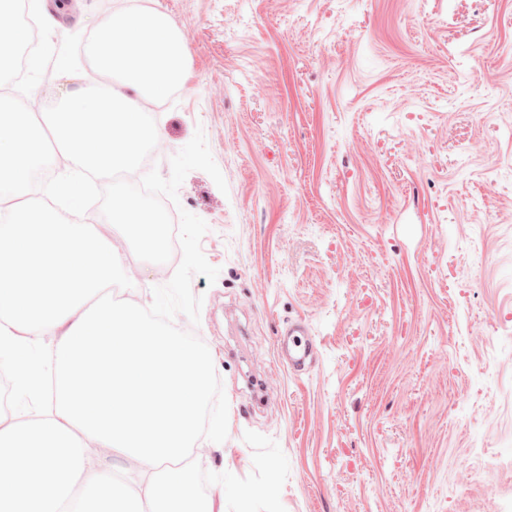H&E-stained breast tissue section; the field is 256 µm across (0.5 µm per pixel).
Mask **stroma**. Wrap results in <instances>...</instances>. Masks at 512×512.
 <instances>
[{
    "label": "stroma",
    "mask_w": 512,
    "mask_h": 512,
    "mask_svg": "<svg viewBox=\"0 0 512 512\" xmlns=\"http://www.w3.org/2000/svg\"><path fill=\"white\" fill-rule=\"evenodd\" d=\"M129 8L166 15L183 84L150 111L170 159L203 130L228 189L191 171L216 282L199 324L229 404L204 470L274 439L286 512H512V0H63L53 44ZM46 71L27 106L102 81ZM141 307L181 261L131 256ZM319 357L292 373L279 329ZM277 353L281 360L297 373L307 372L316 361V348L306 325L290 321L276 338Z\"/></svg>",
    "instance_id": "obj_1"
}]
</instances>
